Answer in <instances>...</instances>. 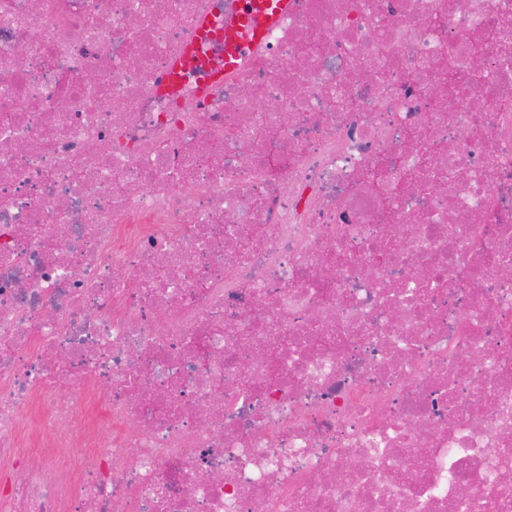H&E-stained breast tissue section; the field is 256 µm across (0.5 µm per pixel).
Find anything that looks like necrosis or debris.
Wrapping results in <instances>:
<instances>
[{
  "label": "necrosis or debris",
  "mask_w": 512,
  "mask_h": 512,
  "mask_svg": "<svg viewBox=\"0 0 512 512\" xmlns=\"http://www.w3.org/2000/svg\"><path fill=\"white\" fill-rule=\"evenodd\" d=\"M243 6L0 0V512H512V0ZM289 0H248V10L243 13V24L251 30L250 42L258 47L262 42V33L266 26L275 21L282 14L288 12Z\"/></svg>",
  "instance_id": "obj_1"
}]
</instances>
